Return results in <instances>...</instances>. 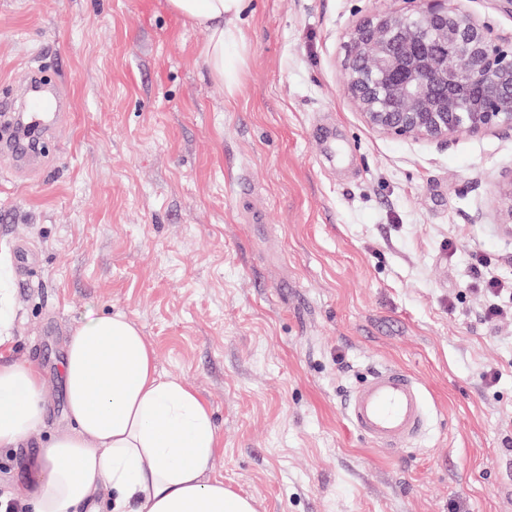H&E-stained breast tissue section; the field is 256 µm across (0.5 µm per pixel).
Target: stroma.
<instances>
[{"instance_id": "stroma-1", "label": "stroma", "mask_w": 512, "mask_h": 512, "mask_svg": "<svg viewBox=\"0 0 512 512\" xmlns=\"http://www.w3.org/2000/svg\"><path fill=\"white\" fill-rule=\"evenodd\" d=\"M414 7L248 0L231 91L168 0H0V85L39 70L70 102L40 165L0 158L9 355L41 366L47 404L39 439L0 452V495L21 500L27 460L71 425L69 330L121 312L208 403L213 475L258 512H512V318L480 321L470 283L476 250L512 281V130L388 136L344 91L349 33ZM461 7L512 38L506 0ZM383 364L430 417L398 454L344 414Z\"/></svg>"}]
</instances>
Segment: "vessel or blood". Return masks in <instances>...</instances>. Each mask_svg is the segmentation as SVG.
Wrapping results in <instances>:
<instances>
[{"label":"vessel or blood","mask_w":512,"mask_h":512,"mask_svg":"<svg viewBox=\"0 0 512 512\" xmlns=\"http://www.w3.org/2000/svg\"><path fill=\"white\" fill-rule=\"evenodd\" d=\"M33 93L25 109L30 126H44L65 101L49 84L29 79ZM32 152L25 138L0 135V156L20 160ZM348 421L364 439L402 452L427 424L424 395L417 378L396 366L374 368L369 378L353 388L346 403Z\"/></svg>","instance_id":"obj_1"}]
</instances>
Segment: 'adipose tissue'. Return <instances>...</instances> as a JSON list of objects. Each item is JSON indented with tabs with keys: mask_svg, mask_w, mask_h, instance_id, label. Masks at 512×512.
<instances>
[{
	"mask_svg": "<svg viewBox=\"0 0 512 512\" xmlns=\"http://www.w3.org/2000/svg\"><path fill=\"white\" fill-rule=\"evenodd\" d=\"M245 0H168L204 27L203 64L228 72L226 48ZM63 380L70 428L27 465L34 512H257L252 498L213 478L220 435L207 403L159 375L152 346L121 313L73 327ZM44 376L31 360L0 361V450L27 445L45 426Z\"/></svg>",
	"mask_w": 512,
	"mask_h": 512,
	"instance_id": "adipose-tissue-1",
	"label": "adipose tissue"
}]
</instances>
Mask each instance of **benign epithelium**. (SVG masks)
<instances>
[{"mask_svg":"<svg viewBox=\"0 0 512 512\" xmlns=\"http://www.w3.org/2000/svg\"><path fill=\"white\" fill-rule=\"evenodd\" d=\"M344 88L373 130L447 142L512 129V42L453 0H418L411 12L378 13L350 33ZM512 224V170L496 186Z\"/></svg>","mask_w":512,"mask_h":512,"instance_id":"7a95c632","label":"benign epithelium"}]
</instances>
